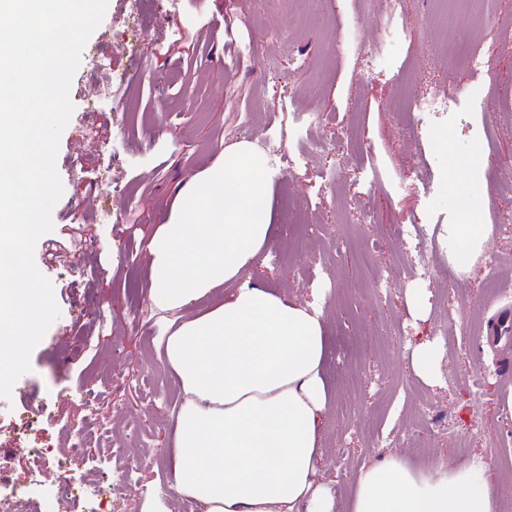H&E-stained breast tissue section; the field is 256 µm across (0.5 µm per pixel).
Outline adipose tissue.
I'll list each match as a JSON object with an SVG mask.
<instances>
[{
  "label": "adipose tissue",
  "mask_w": 512,
  "mask_h": 512,
  "mask_svg": "<svg viewBox=\"0 0 512 512\" xmlns=\"http://www.w3.org/2000/svg\"><path fill=\"white\" fill-rule=\"evenodd\" d=\"M265 158L239 142L222 149L175 199L148 243L149 297L173 313L157 356L180 386L166 483L200 512H497L500 487L483 462L423 474L393 455L362 468L344 501L316 479L319 421L329 403L321 306L245 283L268 245L273 205ZM489 224H449L437 244L470 269ZM226 288L225 298L196 303ZM444 348L409 347L412 372L434 387Z\"/></svg>",
  "instance_id": "1"
}]
</instances>
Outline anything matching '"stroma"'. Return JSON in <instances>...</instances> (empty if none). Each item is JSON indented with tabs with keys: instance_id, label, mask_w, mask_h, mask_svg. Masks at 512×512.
Returning <instances> with one entry per match:
<instances>
[{
	"instance_id": "1",
	"label": "stroma",
	"mask_w": 512,
	"mask_h": 512,
	"mask_svg": "<svg viewBox=\"0 0 512 512\" xmlns=\"http://www.w3.org/2000/svg\"><path fill=\"white\" fill-rule=\"evenodd\" d=\"M508 16L512 0L446 16L437 0H109L72 79L50 233L61 240L86 224L92 243L52 265L35 249L60 316L30 372L0 398V470L24 492L27 512H49L60 482L92 472L111 481L120 460L133 471L115 489L118 508L143 512L152 488L165 512L180 387L157 358L169 315L151 304L145 244L185 181L230 144L237 104L252 101V144L281 134L286 156L268 170L273 228L248 280L322 300L332 397L319 480L345 496L361 468L392 454L428 472L411 439L422 418L437 461L479 459L492 480L512 482L496 462L512 451V388L503 384L512 355L442 308L462 289L482 318L512 308V289L485 287L504 279L506 266L490 256L512 227V210L500 208L512 173V50L500 39ZM464 44L480 70L450 68ZM399 82L416 101L450 94L447 111L413 124L396 118ZM354 175L359 202L335 192ZM465 221L494 233L451 281L423 228ZM412 288L428 308L419 323L407 311ZM447 321L446 384L430 388L413 376L407 345ZM453 378L479 386L471 394Z\"/></svg>"
}]
</instances>
